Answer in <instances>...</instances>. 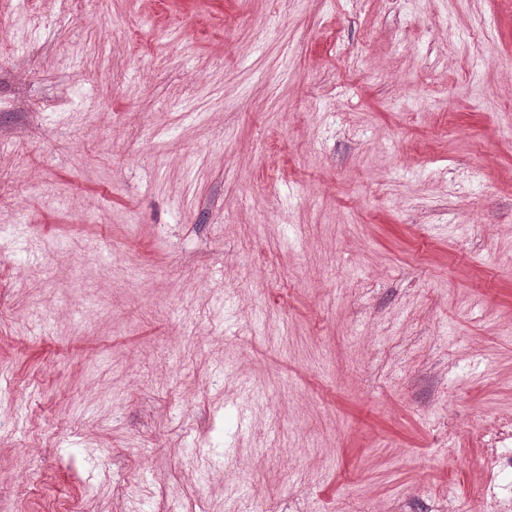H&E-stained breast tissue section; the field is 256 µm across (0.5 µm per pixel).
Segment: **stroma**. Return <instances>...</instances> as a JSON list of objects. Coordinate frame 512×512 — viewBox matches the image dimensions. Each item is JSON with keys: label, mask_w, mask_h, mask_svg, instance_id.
<instances>
[{"label": "stroma", "mask_w": 512, "mask_h": 512, "mask_svg": "<svg viewBox=\"0 0 512 512\" xmlns=\"http://www.w3.org/2000/svg\"><path fill=\"white\" fill-rule=\"evenodd\" d=\"M510 424L512 0H0V512H512Z\"/></svg>", "instance_id": "obj_1"}]
</instances>
